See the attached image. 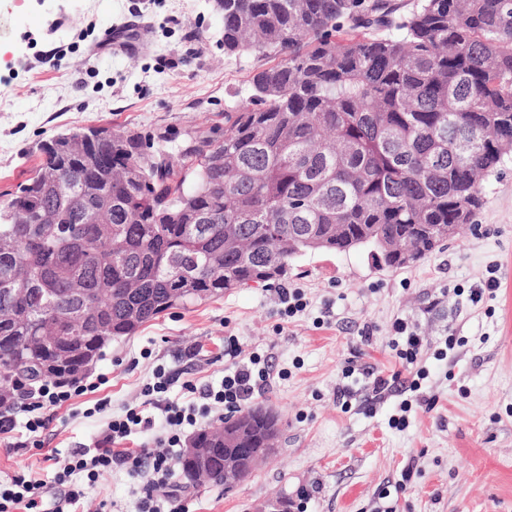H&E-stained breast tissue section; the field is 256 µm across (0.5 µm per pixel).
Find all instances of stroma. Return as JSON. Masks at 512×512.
I'll return each mask as SVG.
<instances>
[{
	"instance_id": "35a3bbf8",
	"label": "stroma",
	"mask_w": 512,
	"mask_h": 512,
	"mask_svg": "<svg viewBox=\"0 0 512 512\" xmlns=\"http://www.w3.org/2000/svg\"><path fill=\"white\" fill-rule=\"evenodd\" d=\"M135 23L147 31L146 50L97 53L106 28ZM260 64L225 55L213 0H0V194L32 175L41 144L60 133L103 125L164 135L171 150L191 131L223 128ZM481 198L475 226L407 268H377L364 248L297 256L288 281L309 305L291 321L276 287L251 285L113 339L90 369L108 379V409L84 417L97 401L89 394L76 410L52 412L42 434L51 463L11 449L21 433L0 441V483L20 471L38 476L47 484L40 512H52L65 492L56 465L94 445L109 419L142 406L162 420L142 395L157 367L176 376L165 398L181 403L184 381L220 384L234 345L272 364L251 403L280 415L279 451L230 489H185L173 474L187 512H263L278 498L288 512H512V157L483 182ZM492 266L498 290L473 302L471 288ZM399 318L423 337L427 373V402L412 406L402 428L391 424L401 392L370 399L374 376L402 369L391 343ZM147 480L131 464L113 465L82 481L79 510L108 501L112 512H140Z\"/></svg>"
}]
</instances>
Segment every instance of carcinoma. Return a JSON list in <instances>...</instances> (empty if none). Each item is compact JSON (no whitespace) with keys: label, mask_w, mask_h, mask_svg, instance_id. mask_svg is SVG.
<instances>
[{"label":"carcinoma","mask_w":512,"mask_h":512,"mask_svg":"<svg viewBox=\"0 0 512 512\" xmlns=\"http://www.w3.org/2000/svg\"><path fill=\"white\" fill-rule=\"evenodd\" d=\"M214 9L225 54L276 59L224 129L151 155L106 126L58 134L0 201V404L23 380L81 375L168 310L278 282L308 251L409 266L443 242L427 228L473 222L480 180L512 153V0ZM259 435H281L268 407L203 430L208 472L182 458V476L225 483L224 449Z\"/></svg>","instance_id":"cac0c4a2"}]
</instances>
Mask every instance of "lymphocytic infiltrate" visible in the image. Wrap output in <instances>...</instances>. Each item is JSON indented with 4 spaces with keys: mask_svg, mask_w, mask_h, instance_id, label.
<instances>
[{
    "mask_svg": "<svg viewBox=\"0 0 512 512\" xmlns=\"http://www.w3.org/2000/svg\"><path fill=\"white\" fill-rule=\"evenodd\" d=\"M392 331L398 339L394 349L405 373L401 376L393 375L389 379L375 377L372 390L379 395L396 384L401 390L418 392L425 378L424 370L417 366L424 350L423 340L415 326L400 318L393 322ZM270 371L268 359L254 352L246 360L235 363L225 373L219 386L199 389L192 382H184V390L193 394L194 399L186 404L170 403L164 406L161 439L169 446H178L185 427L201 429L212 420L217 411L240 410L255 391L266 383ZM105 383L106 379L101 375L92 379L84 377L42 381L20 410L0 413V438L11 437L17 426H24L31 437V447L44 450L46 460H53V451L45 450L41 438L49 424V411L71 406L76 397L95 392ZM153 428L155 426L152 417L143 415L140 410L131 409L125 416L108 421L93 447L73 451L66 464L58 468L54 476L57 484L68 487L64 496L66 506H76L83 496L78 485L72 484V476L83 474L88 480L94 481L110 470L113 464L129 460L152 471L157 477V486L166 485L178 464L176 458L154 453L148 448L140 449L134 455L122 446L123 440L134 430L150 431ZM44 488V480L26 473L14 475L8 484L0 485V512H36L42 501Z\"/></svg>",
    "mask_w": 512,
    "mask_h": 512,
    "instance_id": "obj_1",
    "label": "lymphocytic infiltrate"
}]
</instances>
